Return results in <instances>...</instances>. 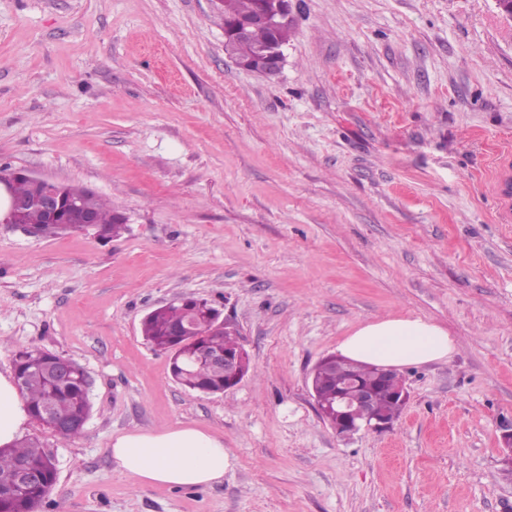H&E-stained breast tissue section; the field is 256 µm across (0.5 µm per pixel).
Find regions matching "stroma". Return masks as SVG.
<instances>
[{"instance_id": "1", "label": "stroma", "mask_w": 512, "mask_h": 512, "mask_svg": "<svg viewBox=\"0 0 512 512\" xmlns=\"http://www.w3.org/2000/svg\"><path fill=\"white\" fill-rule=\"evenodd\" d=\"M273 77L224 50L211 0H0V167L87 187L127 231L35 239L0 224V372L33 347L93 386L83 435L37 422L57 481L38 512H512V18L495 0H291ZM192 295L253 370L177 384L145 315ZM454 336L400 368L384 433L340 437L310 372L366 321ZM195 425L223 482L140 485L115 434Z\"/></svg>"}]
</instances>
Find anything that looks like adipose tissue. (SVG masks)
Listing matches in <instances>:
<instances>
[{
  "label": "adipose tissue",
  "mask_w": 512,
  "mask_h": 512,
  "mask_svg": "<svg viewBox=\"0 0 512 512\" xmlns=\"http://www.w3.org/2000/svg\"><path fill=\"white\" fill-rule=\"evenodd\" d=\"M340 356L395 369L447 360L455 341L443 326L420 317H384L343 337ZM31 417L10 373L0 372V447L13 445ZM118 469L139 484L193 489L222 482L235 466L220 437L191 425L162 431L131 430L113 437Z\"/></svg>",
  "instance_id": "adipose-tissue-1"
}]
</instances>
